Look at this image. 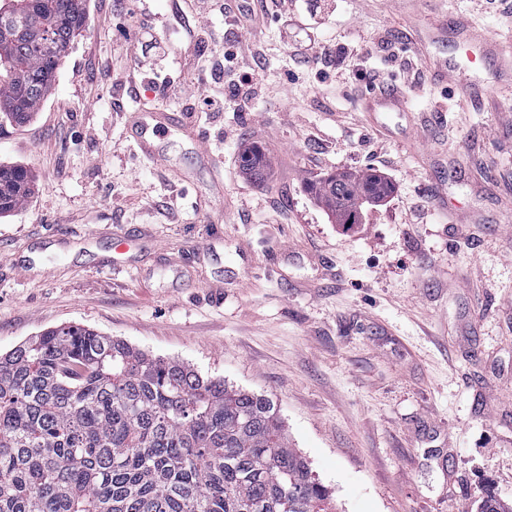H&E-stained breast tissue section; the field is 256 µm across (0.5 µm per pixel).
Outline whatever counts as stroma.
<instances>
[{"label":"stroma","instance_id":"obj_1","mask_svg":"<svg viewBox=\"0 0 512 512\" xmlns=\"http://www.w3.org/2000/svg\"><path fill=\"white\" fill-rule=\"evenodd\" d=\"M87 0L88 20L33 118L0 128V163L34 190L0 216V353L76 323L271 397L337 512H469L512 501V92L460 97L417 41L437 19L512 43L507 0H301L267 14L251 99L196 112L136 149L133 108L188 111L211 80L180 19L190 0ZM179 91L113 87L137 21ZM349 45L342 62L322 44ZM404 112L364 114L373 81ZM264 154L263 180L239 155ZM386 161L393 190L359 223L309 192ZM476 512H512V504L501 500L493 486L487 483L483 486L481 496L477 501Z\"/></svg>","mask_w":512,"mask_h":512}]
</instances>
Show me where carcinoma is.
Wrapping results in <instances>:
<instances>
[{
	"mask_svg": "<svg viewBox=\"0 0 512 512\" xmlns=\"http://www.w3.org/2000/svg\"><path fill=\"white\" fill-rule=\"evenodd\" d=\"M85 0H7L0 25L38 20L65 58ZM46 56L0 38V108L28 120L52 91ZM243 166L263 178L259 152ZM32 179L0 165V215ZM309 191L339 224L389 191L373 173L331 174ZM0 512H337L332 492L288 439L271 399L154 358L80 324L0 354ZM476 512H512L489 483Z\"/></svg>",
	"mask_w": 512,
	"mask_h": 512,
	"instance_id": "carcinoma-1",
	"label": "carcinoma"
}]
</instances>
